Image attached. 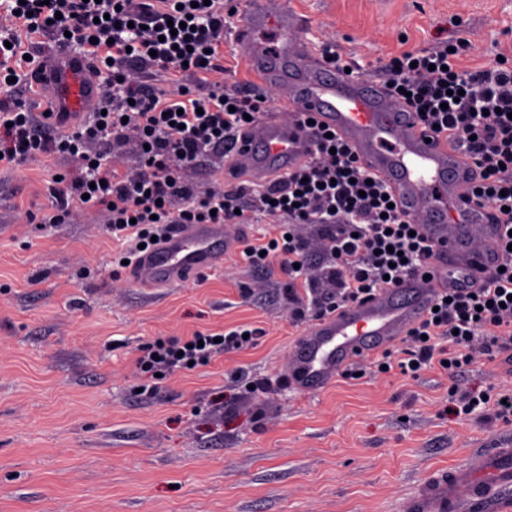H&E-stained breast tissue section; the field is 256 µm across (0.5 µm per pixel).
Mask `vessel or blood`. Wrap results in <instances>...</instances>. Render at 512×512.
I'll use <instances>...</instances> for the list:
<instances>
[{"label": "vessel or blood", "instance_id": "b4317fda", "mask_svg": "<svg viewBox=\"0 0 512 512\" xmlns=\"http://www.w3.org/2000/svg\"><path fill=\"white\" fill-rule=\"evenodd\" d=\"M296 19L281 0H261L242 25L247 60L266 84L278 87L286 108L311 114L336 131L362 164L386 181L410 221L428 239L434 262L393 288L316 319L290 348L286 382L310 395L325 389L355 360L400 342L428 313L437 295L461 287L458 272L483 277L500 259V228L489 210L470 203L471 166L446 140L427 141L419 120L382 87L328 68L295 37ZM47 112L78 120L93 111L100 84L89 60L66 48L44 57L31 75ZM310 129L297 120L259 118L240 139L234 169L260 182L273 180L309 158ZM243 239L238 224H181L138 255L126 277L144 288H173L223 267ZM512 448L474 456L463 470H440L412 499L410 512H512Z\"/></svg>", "mask_w": 512, "mask_h": 512}]
</instances>
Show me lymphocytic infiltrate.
<instances>
[{"label": "lymphocytic infiltrate", "mask_w": 512, "mask_h": 512, "mask_svg": "<svg viewBox=\"0 0 512 512\" xmlns=\"http://www.w3.org/2000/svg\"><path fill=\"white\" fill-rule=\"evenodd\" d=\"M39 34L56 44L76 46L94 60L102 75L96 112L72 132L58 136L45 113L33 111L22 92L39 49L23 45ZM468 39H439L402 52L373 70L391 95L419 114L424 132L461 148L475 167L472 196L503 226L501 270L479 287L450 288L437 308L409 333L395 366L415 377L445 347H452L450 376L471 362L475 337L494 356L501 337L512 336V57L462 65ZM177 77L174 91L150 83L152 75ZM224 0L193 5L192 0H0V168L41 157L70 155L83 161L73 179L53 185L54 214L48 224L65 222L73 211L104 213L113 234L132 260L141 244L164 237L178 224H247L253 213L292 224L326 228L327 279L333 292L315 298L293 317H322L398 285L429 264L432 249L413 234L402 211L389 207L392 188L372 177L352 149L326 129L314 130L315 152L305 163L263 185L228 183L223 189L194 191L182 167L208 152L232 157L240 135L266 109L255 89L225 90ZM137 146L139 171L120 174L112 149ZM240 255L254 270L281 266L288 292L313 288L298 238L272 244L243 242ZM259 328L220 334L198 331L179 341L158 340L136 360L142 372L176 371L255 342Z\"/></svg>", "instance_id": "f902f5d3"}]
</instances>
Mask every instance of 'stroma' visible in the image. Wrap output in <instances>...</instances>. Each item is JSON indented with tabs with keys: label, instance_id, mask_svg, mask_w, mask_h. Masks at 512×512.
Segmentation results:
<instances>
[{
	"label": "stroma",
	"instance_id": "obj_1",
	"mask_svg": "<svg viewBox=\"0 0 512 512\" xmlns=\"http://www.w3.org/2000/svg\"><path fill=\"white\" fill-rule=\"evenodd\" d=\"M240 2L228 88L262 82L236 41L256 0ZM283 2L311 50L334 43L364 68L438 37H467L469 66L512 51V0ZM56 174L76 171L58 157L0 172V512H405L433 472L512 448V421L447 412L455 387L512 391V346L455 379L368 358L298 394L285 378L304 325L281 271L233 256L175 288L126 282L103 216L42 223ZM240 325L264 334L191 370L136 367L155 340Z\"/></svg>",
	"mask_w": 512,
	"mask_h": 512
}]
</instances>
